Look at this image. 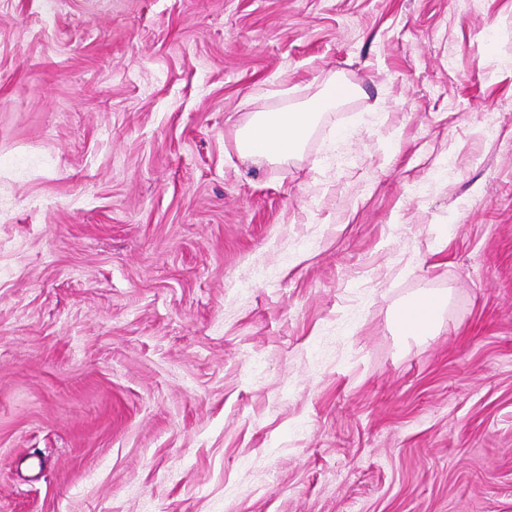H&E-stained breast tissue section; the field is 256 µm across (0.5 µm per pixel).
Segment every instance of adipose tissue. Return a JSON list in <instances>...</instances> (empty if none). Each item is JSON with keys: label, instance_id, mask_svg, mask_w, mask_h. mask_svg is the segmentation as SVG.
Masks as SVG:
<instances>
[{"label": "adipose tissue", "instance_id": "obj_1", "mask_svg": "<svg viewBox=\"0 0 512 512\" xmlns=\"http://www.w3.org/2000/svg\"><path fill=\"white\" fill-rule=\"evenodd\" d=\"M353 93L350 84L332 80L302 105L254 113L239 132L241 153L270 162L290 160L301 151L314 120Z\"/></svg>", "mask_w": 512, "mask_h": 512}]
</instances>
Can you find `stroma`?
<instances>
[{
    "mask_svg": "<svg viewBox=\"0 0 512 512\" xmlns=\"http://www.w3.org/2000/svg\"><path fill=\"white\" fill-rule=\"evenodd\" d=\"M0 512H512V0H0ZM354 93L350 84L334 78L301 106L255 112L239 132V150L247 157L287 162L301 151L314 120ZM441 304L440 298L421 291L410 303L412 308L421 310V314L414 321H408L404 325L399 323L400 332L404 335H431L441 323Z\"/></svg>",
    "mask_w": 512,
    "mask_h": 512,
    "instance_id": "stroma-1",
    "label": "stroma"
}]
</instances>
